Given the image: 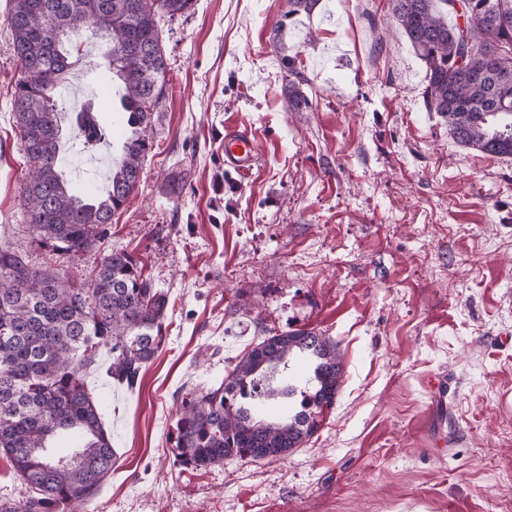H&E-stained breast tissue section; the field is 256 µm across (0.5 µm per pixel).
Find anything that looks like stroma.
Here are the masks:
<instances>
[{"label":"stroma","mask_w":512,"mask_h":512,"mask_svg":"<svg viewBox=\"0 0 512 512\" xmlns=\"http://www.w3.org/2000/svg\"><path fill=\"white\" fill-rule=\"evenodd\" d=\"M196 0L160 14L166 100L106 250L168 293L166 341L135 389L88 379L112 475L80 512H501L512 501V158L459 146L422 98L425 67L389 0ZM0 0V240L76 275L22 202L20 76ZM285 53H277V45ZM308 79L292 111L288 70ZM104 124L120 120L101 68ZM256 166L224 168V130ZM103 249V250H104ZM333 337L344 366L320 430L287 457L179 465L183 396L223 378L263 328Z\"/></svg>","instance_id":"obj_1"}]
</instances>
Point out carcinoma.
<instances>
[{
  "mask_svg": "<svg viewBox=\"0 0 512 512\" xmlns=\"http://www.w3.org/2000/svg\"><path fill=\"white\" fill-rule=\"evenodd\" d=\"M6 18L21 74L13 111L29 165L22 197L37 241L77 256L101 248L106 226L136 189L152 149L148 128L168 85L157 12L190 11L195 0H9ZM392 15L426 69L425 108L459 145L512 157V0H390ZM454 17L448 22L447 15ZM98 41L123 112L124 141L101 192L60 169L62 127L54 94L74 65L70 48ZM291 105L309 106L308 79L288 64ZM167 294L133 252L102 253L89 277L38 269L0 242V455L32 489L0 499V512H72L112 472V438L87 378L129 389L164 340ZM312 371L300 386L290 364ZM342 364L336 341L284 330L252 344L224 379L192 390L176 421L178 462L196 469L281 458L305 445L336 401ZM291 405L270 418V406Z\"/></svg>",
  "mask_w": 512,
  "mask_h": 512,
  "instance_id": "obj_1",
  "label": "carcinoma"
}]
</instances>
